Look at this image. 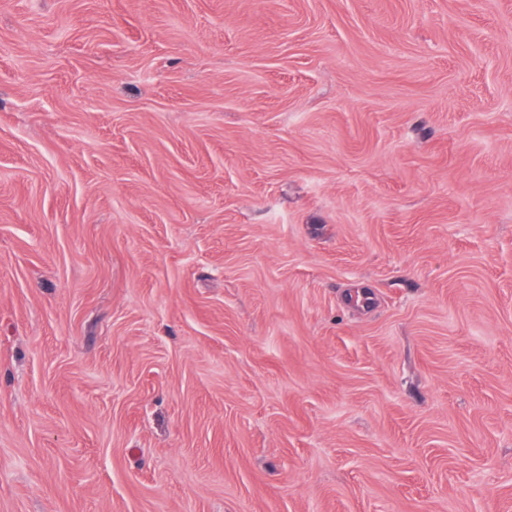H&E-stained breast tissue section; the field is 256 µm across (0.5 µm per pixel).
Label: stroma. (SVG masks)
Wrapping results in <instances>:
<instances>
[{
    "label": "stroma",
    "mask_w": 512,
    "mask_h": 512,
    "mask_svg": "<svg viewBox=\"0 0 512 512\" xmlns=\"http://www.w3.org/2000/svg\"><path fill=\"white\" fill-rule=\"evenodd\" d=\"M0 512H512V0H0Z\"/></svg>",
    "instance_id": "stroma-1"
}]
</instances>
